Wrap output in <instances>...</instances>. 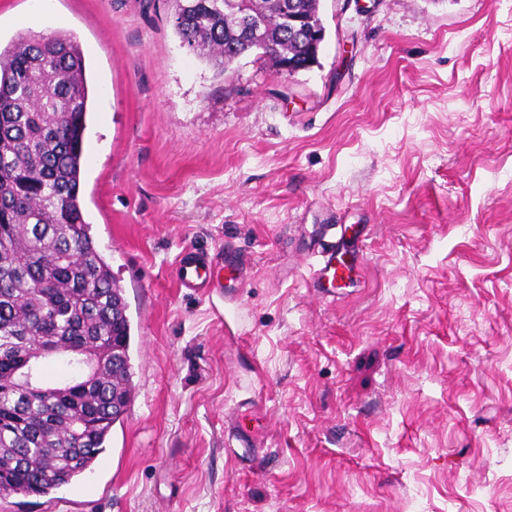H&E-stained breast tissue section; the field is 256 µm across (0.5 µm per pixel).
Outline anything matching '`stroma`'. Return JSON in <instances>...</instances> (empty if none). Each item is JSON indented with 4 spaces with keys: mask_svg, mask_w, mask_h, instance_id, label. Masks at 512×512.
<instances>
[{
    "mask_svg": "<svg viewBox=\"0 0 512 512\" xmlns=\"http://www.w3.org/2000/svg\"><path fill=\"white\" fill-rule=\"evenodd\" d=\"M319 11L317 65L221 75L168 0H0L1 43L84 52L81 192L132 366L92 471L0 512H512V0ZM322 224L366 236L332 293ZM191 246L240 255L233 320L178 286Z\"/></svg>",
    "mask_w": 512,
    "mask_h": 512,
    "instance_id": "stroma-1",
    "label": "stroma"
}]
</instances>
